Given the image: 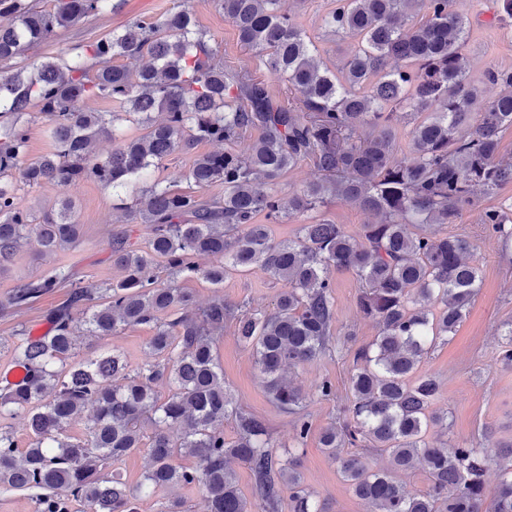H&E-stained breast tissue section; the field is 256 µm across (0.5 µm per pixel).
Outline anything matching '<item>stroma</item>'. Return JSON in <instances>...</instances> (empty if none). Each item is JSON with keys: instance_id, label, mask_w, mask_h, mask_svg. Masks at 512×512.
<instances>
[{"instance_id": "1", "label": "stroma", "mask_w": 512, "mask_h": 512, "mask_svg": "<svg viewBox=\"0 0 512 512\" xmlns=\"http://www.w3.org/2000/svg\"><path fill=\"white\" fill-rule=\"evenodd\" d=\"M112 2L111 11L86 18L60 32L52 41L34 46L26 54L28 61L66 52L136 20L162 19L176 0ZM453 5L467 12L472 21L462 48L470 63V77L482 97H495L504 87L486 83L484 73L490 68L512 72V22L495 19L494 0H453ZM191 7L200 29L218 46L225 64L247 67L273 93H280L281 83L259 56L240 44L235 28L215 9L212 0H191ZM333 7L334 0H282L283 10L309 36L315 37L318 60L332 69L341 66L357 47L356 39L350 36L339 40L323 37L322 19ZM193 155L177 153L168 157L150 172V179L161 180L176 192H197L205 199L223 196L221 183L198 189L187 179ZM65 194L75 204L80 225L79 244L43 255L36 241L28 240L13 261L0 271V371L15 364L12 341L16 330L46 324L48 312L62 303L70 291L69 285L62 284L25 306L13 307L8 299L18 283L39 280L54 268L65 265L71 267L75 279L82 284L114 283L124 276L112 263L114 235L129 232L131 243L139 248L147 243L146 225L122 224L119 212L113 208L111 192L96 182L81 181ZM510 203L512 182L504 184L495 194L480 198L475 207L463 212L457 223L447 227L449 234L464 236L472 243V260L481 269V282L455 334L449 340L436 342L420 365L421 373L439 381L441 394L434 407L447 414L450 423L446 431L438 427L430 429L428 439L434 444L444 441L456 447L490 449L495 442L512 441V367L502 366L497 360L501 337L506 326L512 324V246L501 247L494 234L479 222L481 210ZM322 219L343 225L348 233L355 235L372 217L335 198L301 219L272 224V235L278 240H289L297 236L301 225ZM330 277L335 312L331 349L311 363L287 372L288 378L301 386L307 397L310 430L303 443H295L292 415L271 401L251 351L239 344L233 326H225L216 356L236 405L262 419L275 444L296 446L303 483L315 492L326 512H366L365 505L341 477L336 462L324 450L321 436L325 429L343 419L349 404L351 350L370 343L377 336L378 327L357 308L360 282L356 275L334 270ZM179 285L200 305L220 295L227 303L268 312L273 311L281 289L280 284L258 268L229 275L220 289L199 276L180 280ZM154 332L153 325L147 324L122 330L104 340L81 333L77 336L78 352L87 357L113 348L123 353L129 368L134 369L148 361L147 343ZM324 379L335 388L334 395L327 399L314 393L315 384Z\"/></svg>"}]
</instances>
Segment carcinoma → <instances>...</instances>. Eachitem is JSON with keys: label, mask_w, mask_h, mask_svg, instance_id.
Returning <instances> with one entry per match:
<instances>
[{"label": "carcinoma", "mask_w": 512, "mask_h": 512, "mask_svg": "<svg viewBox=\"0 0 512 512\" xmlns=\"http://www.w3.org/2000/svg\"><path fill=\"white\" fill-rule=\"evenodd\" d=\"M0 0V271L24 241L42 252L78 244L75 205L64 197L35 214L19 192L43 184L66 190L92 180L112 191L124 224H145L149 245L112 238V263L125 277L116 284L83 285L61 266L39 282L17 285L13 305L71 283L54 309L49 331L16 332L19 381L0 389V417L27 413L31 441L17 454L12 432L0 429V487L33 490L35 512H136L149 488L196 487L207 512H251L229 463L248 467L260 512H323L303 486L297 461L276 454L268 427L240 410L217 364L224 324L235 322L238 341L255 356L272 401L294 415L295 439L307 436L306 395L283 376L329 347L334 319L330 270L351 271L361 282L357 306L379 327L372 343L353 353L348 418L323 432L322 445L366 512H512V443L498 444L507 462L495 494L485 489L489 455L482 448L434 447L433 426L448 414L431 411L440 393L432 376L416 369L437 341H446L479 288L480 269L467 261L472 245L442 228L481 196L512 182V163L497 160L500 133L512 128V72L488 69L486 81L511 88L485 100L469 82L461 52L470 29L451 0H337L322 20L330 35L358 40L338 71L321 66L313 39L280 9V0H213L240 43L265 58L286 83L274 99L245 69L224 65L219 48L197 29L189 0L160 22L137 20L87 45L40 62H26L33 46L59 29L96 16L112 0ZM425 16H419L420 12ZM96 98L119 111L79 112ZM161 119H152L153 113ZM39 114L54 151L28 158L29 124ZM138 118L147 132L128 139L118 122ZM412 118L411 148L397 155L395 126ZM255 131L250 151L228 146ZM112 139L102 158L97 141ZM207 141L224 151L195 156L187 178L199 188L224 184V197L204 200L174 193L145 174L176 152ZM310 160L322 173L283 199L274 187L289 170ZM379 216L360 240L340 224H303L293 240H272L258 215L279 223L318 210L331 198ZM479 223L512 239V215L486 209ZM208 256L201 267L194 261ZM163 262L160 284L147 269ZM259 266L282 283L266 313L231 306L217 296L204 306L178 286L201 276L224 284L232 271ZM105 338L154 325L152 360L129 369L117 351L75 359L77 325ZM171 387L167 398L156 385ZM86 438L65 428L87 407ZM155 426L150 464L131 489L112 465L142 447L140 424ZM235 421L234 440L224 420ZM349 446L375 448L389 464L374 470ZM196 459L187 468L180 459ZM428 487L411 494L396 474L415 465ZM288 496H283V491Z\"/></svg>", "instance_id": "obj_1"}]
</instances>
